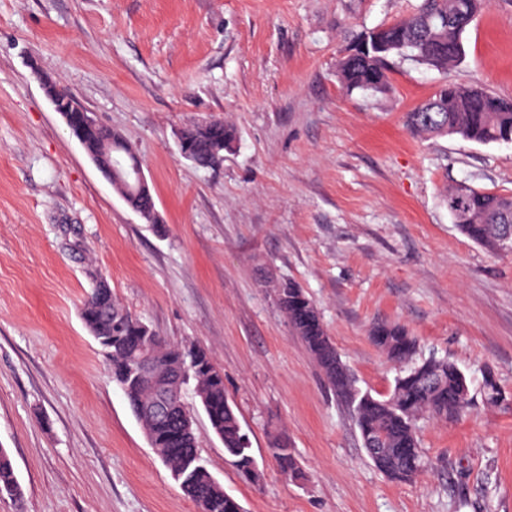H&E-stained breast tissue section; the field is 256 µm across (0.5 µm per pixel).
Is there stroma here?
<instances>
[{
  "instance_id": "stroma-1",
  "label": "stroma",
  "mask_w": 512,
  "mask_h": 512,
  "mask_svg": "<svg viewBox=\"0 0 512 512\" xmlns=\"http://www.w3.org/2000/svg\"><path fill=\"white\" fill-rule=\"evenodd\" d=\"M413 2L0 0V448L23 490L0 496V512H196L83 324L96 275L223 371L259 482L226 463L201 410L196 432L244 512H512V254L469 239L442 201L456 182L512 194V144L423 139L404 124L447 81L512 98V0H489L448 72L397 57L385 93L346 92L337 60ZM44 75L131 143L159 223L71 137ZM209 118L236 131L213 169L176 141ZM288 279L359 389L386 395L398 374L369 338L380 322L465 373L469 413L419 423L416 481L373 466L278 306ZM487 369L508 403H485ZM277 436L306 480L280 472Z\"/></svg>"
}]
</instances>
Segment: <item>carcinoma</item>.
Wrapping results in <instances>:
<instances>
[{
    "label": "carcinoma",
    "instance_id": "1",
    "mask_svg": "<svg viewBox=\"0 0 512 512\" xmlns=\"http://www.w3.org/2000/svg\"><path fill=\"white\" fill-rule=\"evenodd\" d=\"M485 4L486 0H421L404 18L366 30L369 38L378 39L385 47L338 60L339 82L348 92L381 93L389 84L390 64L395 56H411L438 71H448L465 57V52L457 48L464 47V35ZM405 124L418 136H457L483 145L512 144V98H502L487 88L475 94L471 85L444 83L427 102L406 113ZM234 139V127L221 119L210 125L193 123L180 132L181 147L200 168L212 167ZM81 140L88 155L104 169L113 166L125 173L137 161L126 138L103 124L84 129ZM112 188L146 223H160L150 192L129 190L122 183H114ZM442 200L466 236L492 252L512 254V194L473 187L461 189L454 184L445 187ZM277 301L329 384L351 407L363 447L375 468L390 481H415L425 467L417 423L424 417L446 420L468 411L471 398L464 372L446 358H417L416 338L405 327L384 322L372 328L371 340L403 370L388 395L376 397L362 392L355 387L305 290L294 281H284L277 289ZM81 316L89 333L105 342L112 380L147 433L151 447L197 512H243L239 501L214 480L200 457L196 430L183 431L178 424V416L188 409L182 388L191 383L196 397L206 401L204 411L229 461L243 477L253 481L260 478L249 436L225 395L224 374L210 355L203 353L204 359L192 368L185 346L155 337L160 380L174 387L177 396L170 401L167 419L149 418L140 413V408L155 399L156 384L134 383L127 375L131 351L141 336L142 320L121 304L110 288L89 291ZM483 391L489 404L505 401L490 371L485 374ZM270 452L290 480L305 479V472L285 440L274 438ZM4 494L19 498L22 487L7 451L0 448V495Z\"/></svg>",
    "mask_w": 512,
    "mask_h": 512
}]
</instances>
